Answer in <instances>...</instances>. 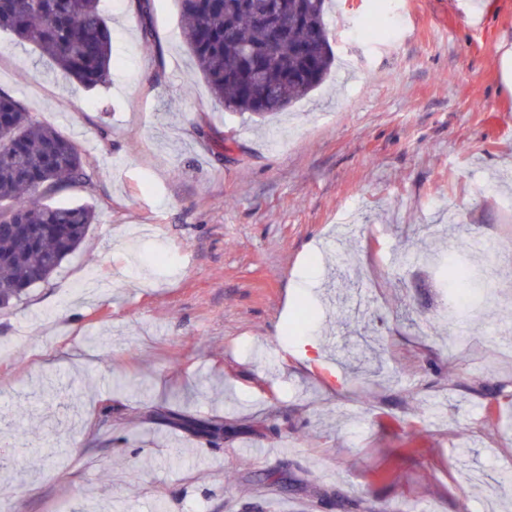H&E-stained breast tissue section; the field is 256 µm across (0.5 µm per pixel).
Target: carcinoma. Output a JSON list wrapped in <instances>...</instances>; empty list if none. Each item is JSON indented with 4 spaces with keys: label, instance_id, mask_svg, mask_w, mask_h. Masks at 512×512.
Masks as SVG:
<instances>
[{
    "label": "carcinoma",
    "instance_id": "obj_1",
    "mask_svg": "<svg viewBox=\"0 0 512 512\" xmlns=\"http://www.w3.org/2000/svg\"><path fill=\"white\" fill-rule=\"evenodd\" d=\"M183 39L224 109L265 120L320 87L335 56L327 0H179ZM102 0H0V29L14 32L86 88L112 77V34ZM152 41L150 0H136ZM0 309L47 280L85 240L96 213L56 196L86 182L84 156L55 127L0 92ZM168 424L202 438L224 423L179 414Z\"/></svg>",
    "mask_w": 512,
    "mask_h": 512
}]
</instances>
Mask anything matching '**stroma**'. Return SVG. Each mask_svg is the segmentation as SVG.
Here are the masks:
<instances>
[{
  "label": "stroma",
  "mask_w": 512,
  "mask_h": 512,
  "mask_svg": "<svg viewBox=\"0 0 512 512\" xmlns=\"http://www.w3.org/2000/svg\"><path fill=\"white\" fill-rule=\"evenodd\" d=\"M387 2L373 38L375 0H332L336 68L264 125L193 73L178 0L150 45L106 0L94 88L0 30V90L87 161L59 203L96 211L0 309V512H512V0ZM472 236L498 295L450 327L406 254ZM168 424L184 429L195 436L202 438L205 434H224V424L218 420L202 419L179 414L164 416Z\"/></svg>",
  "instance_id": "stroma-1"
}]
</instances>
